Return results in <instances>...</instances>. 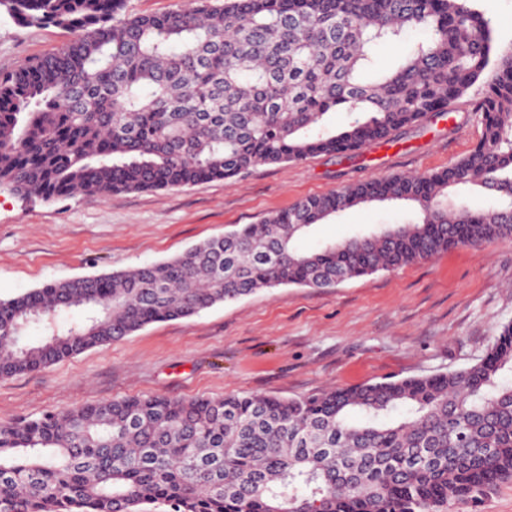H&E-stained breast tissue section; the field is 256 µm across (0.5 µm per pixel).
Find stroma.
Listing matches in <instances>:
<instances>
[{
    "label": "stroma",
    "instance_id": "1",
    "mask_svg": "<svg viewBox=\"0 0 512 512\" xmlns=\"http://www.w3.org/2000/svg\"><path fill=\"white\" fill-rule=\"evenodd\" d=\"M69 39L0 11V75ZM475 84L446 117L366 146L354 159L318 156L265 165L231 182L166 191L26 201L0 190V299L49 281L128 270L255 224L303 197L396 174H422L469 152L479 131ZM400 204L354 207L297 239L312 251L370 224L411 219ZM512 322V241L457 248L335 288L261 290L198 315L152 323L126 338L45 368L0 377V423L64 407L166 394L295 398L467 367Z\"/></svg>",
    "mask_w": 512,
    "mask_h": 512
}]
</instances>
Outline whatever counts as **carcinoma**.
Listing matches in <instances>:
<instances>
[{"mask_svg":"<svg viewBox=\"0 0 512 512\" xmlns=\"http://www.w3.org/2000/svg\"><path fill=\"white\" fill-rule=\"evenodd\" d=\"M73 34L0 76V190L184 188L264 165L352 159L450 111L477 82L469 153L310 196L129 271L50 281L0 300V377L37 370L263 289L334 288L458 246L512 239V46L470 0H194L130 14L126 0H0ZM422 29L395 67L380 45ZM355 118L331 131L325 115ZM490 194L472 209L464 196ZM418 216L311 252L295 238L352 208ZM84 318L50 327L48 315ZM32 325L36 345L13 339ZM512 322L458 371L307 397L132 396L0 425V512H443L512 480Z\"/></svg>","mask_w":512,"mask_h":512,"instance_id":"obj_1","label":"carcinoma"}]
</instances>
